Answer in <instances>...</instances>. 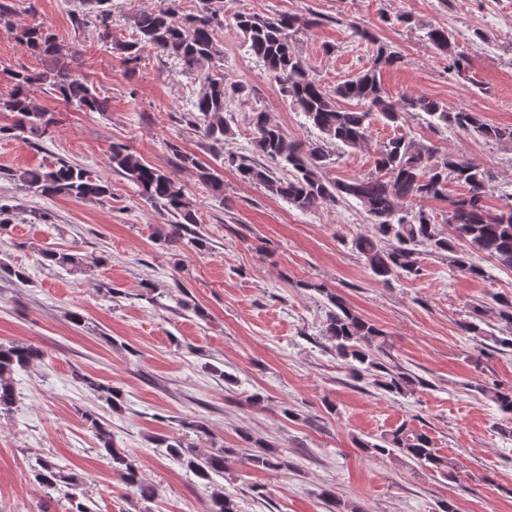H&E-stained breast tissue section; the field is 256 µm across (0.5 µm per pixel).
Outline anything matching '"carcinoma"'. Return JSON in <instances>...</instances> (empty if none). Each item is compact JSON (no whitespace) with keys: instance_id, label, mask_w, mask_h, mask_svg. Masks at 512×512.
<instances>
[{"instance_id":"1","label":"carcinoma","mask_w":512,"mask_h":512,"mask_svg":"<svg viewBox=\"0 0 512 512\" xmlns=\"http://www.w3.org/2000/svg\"><path fill=\"white\" fill-rule=\"evenodd\" d=\"M111 0H79V4L93 13L101 28L102 39H107L112 23ZM233 27L242 35L249 54L261 63L280 95L302 112L319 132V138L299 142L274 123L263 110L252 113L253 145L263 156L277 162L279 172L256 165L246 157L237 159L236 169L245 182L262 186L269 196L281 199L299 210H312L327 202L354 199L372 224V231L352 240V247L363 258L371 273L381 282L413 280L423 273L421 255H447L452 265L471 278L484 277V270L472 260V254L482 253L499 265L512 270V207L497 213L485 206L492 174L480 163L453 153H439L434 144L417 140L404 132L383 143L375 153L374 171L346 180L330 179L326 169L330 163V146L357 148L367 144L370 119L381 117L400 126L405 117L426 115L431 126H452L477 135L487 141L512 147V125H495L484 121L479 113L463 109L450 110L441 101L422 94H408L398 100L388 96L382 87L378 67L393 66L400 55L387 50L366 29L353 27L359 40L376 46L372 65L348 76L333 89H328L316 78L312 67L300 56L293 42V34L314 24L286 12L275 17H264L248 11L232 15ZM224 24V0H205L198 14L181 15L173 7L158 11H143L133 19L138 33L136 40L124 45L126 62L133 64L140 58L146 45L160 54L176 59L187 70L208 68L202 89L187 110L188 122L213 147L224 143L231 129L224 122L227 103L248 93L242 82H229L224 71L214 62L221 50L216 31ZM424 38L435 53L452 60L449 68L457 73L465 69L464 60L453 53L448 31L434 24H423ZM19 40L42 61L39 70H20L14 73L15 88L6 99H0V111L15 112L20 116L18 128L32 133H46L53 117L34 107L29 97L32 87L53 91L67 104L84 112H107L109 100L100 95L80 69L79 51L65 47L54 34L42 25L22 29ZM69 57L70 62L61 59ZM348 100L362 105V109H346L340 102ZM168 148L180 164L195 169L202 184L216 195L224 194V180L217 169L200 164L192 155L170 143ZM112 171L134 184L169 227L163 237L166 244L182 243L198 250L207 248V239L191 228L197 223L190 198L184 186L171 174L155 168L123 144L114 143L109 149ZM27 190L42 196H68L77 199H103L111 195L107 182L93 176L87 169L64 160L49 168H35L11 174ZM467 187V193L452 202L448 211V230L435 224L433 217L423 209H413L417 201L440 199L445 196L448 179ZM42 264L49 267L78 269L83 257L64 250L45 249ZM325 297L328 305L323 336L332 343L336 355L343 359L356 380H367L385 393L406 396L417 387L426 386L425 380L388 362L390 352L383 330L356 313L337 292L322 285H312ZM497 321L502 324L504 336L492 337L500 348L512 349V295H501L492 306ZM485 310L473 307L469 320L461 323V330L474 336H484L482 328ZM45 353L38 347L18 342H0V417L10 415L16 404L14 374L44 361ZM74 379L98 394L108 408L122 409L123 392L99 382L81 372ZM485 391L504 414H512V387H487ZM88 429L99 441L98 451L109 463L120 481L132 488L144 501L153 499L155 490L144 483L139 469L128 451L117 446L109 423L99 414L82 412ZM167 455L178 460L198 478L212 481L224 473L236 449L219 446L200 448L188 445L178 437L158 439ZM357 447L372 457H403L418 468L440 474L445 479L455 478V464L441 456L433 447L427 432L399 427L375 443L360 440ZM239 463L254 469L278 471L289 466L288 460L276 449H265L240 457ZM34 469V480L42 487L61 491L75 502L72 512H89L78 501L81 487L79 476L68 472L49 458H40ZM208 512H240L234 496L216 488L212 492Z\"/></svg>"}]
</instances>
